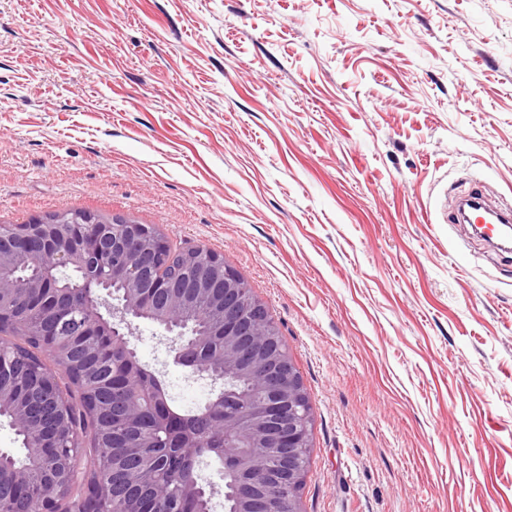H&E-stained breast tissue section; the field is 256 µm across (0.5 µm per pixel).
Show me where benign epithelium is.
Masks as SVG:
<instances>
[{
	"label": "benign epithelium",
	"mask_w": 512,
	"mask_h": 512,
	"mask_svg": "<svg viewBox=\"0 0 512 512\" xmlns=\"http://www.w3.org/2000/svg\"><path fill=\"white\" fill-rule=\"evenodd\" d=\"M171 256L168 241L152 225L131 221L119 224L94 214L71 224L32 219L0 233V295L25 289L26 305L43 311L47 320L48 330L39 341V348L54 352L57 346L51 336L70 322L73 304L54 298L45 288L65 270L80 275L75 287L85 295L82 312L87 325L105 337L112 358L116 359L112 393L120 396L139 378V357L129 336L134 322L147 317L172 335L170 356L175 364L214 382L223 381L197 361V354L209 338L195 335V331L171 317L174 307L190 301L200 291L206 292L222 319L224 367L251 374L261 393L275 390L265 404L242 400L232 403L221 387L220 395L208 402L209 411L224 419L223 447H238L233 437L239 424L246 422L251 447L274 450L270 481L288 485V495H280L253 477L249 463L224 455V469L239 470L234 486L239 512H300V459L302 452L310 448L311 427L308 397L288 349L264 305L251 298L248 283L219 254L202 248L185 252L183 261L188 264L204 259L206 272L202 276L154 278L151 270L165 269ZM62 377L61 373L41 368L34 379L54 400L64 401L69 408L73 402L61 385ZM22 398L23 392L18 388L0 390V408L20 411ZM145 402L154 404V412L160 413L154 391L145 389L127 410L131 421L144 420ZM64 431L69 447L76 452L64 455L53 437L42 440L40 447L55 449L68 472L69 489L63 497L46 495L41 512H105L95 506L92 485L101 469V458L93 456L88 466L83 461L87 428L67 420ZM202 492L197 479L190 478L179 497L169 498L168 512H197L195 503Z\"/></svg>",
	"instance_id": "benign-epithelium-1"
}]
</instances>
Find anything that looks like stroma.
<instances>
[{"label":"stroma","mask_w":512,"mask_h":512,"mask_svg":"<svg viewBox=\"0 0 512 512\" xmlns=\"http://www.w3.org/2000/svg\"><path fill=\"white\" fill-rule=\"evenodd\" d=\"M476 187L512 200V0H0V224L223 256L309 398L301 512H512V253L448 221Z\"/></svg>","instance_id":"obj_1"}]
</instances>
